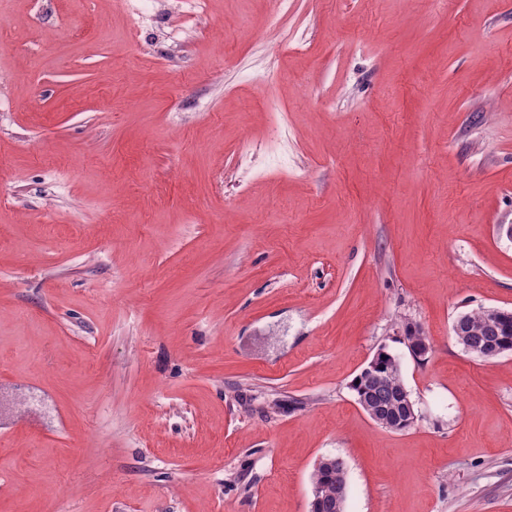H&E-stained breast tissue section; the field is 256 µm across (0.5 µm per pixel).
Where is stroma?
<instances>
[{
	"label": "stroma",
	"mask_w": 512,
	"mask_h": 512,
	"mask_svg": "<svg viewBox=\"0 0 512 512\" xmlns=\"http://www.w3.org/2000/svg\"><path fill=\"white\" fill-rule=\"evenodd\" d=\"M0 16V512H308L325 457L346 512H512V352L451 331L512 311V0ZM390 372V371H389ZM385 370H362L351 381L355 400L361 399L368 409L384 420L409 422L411 416L404 405L403 394L407 389L401 371L389 374ZM359 381V384H356Z\"/></svg>",
	"instance_id": "obj_1"
}]
</instances>
